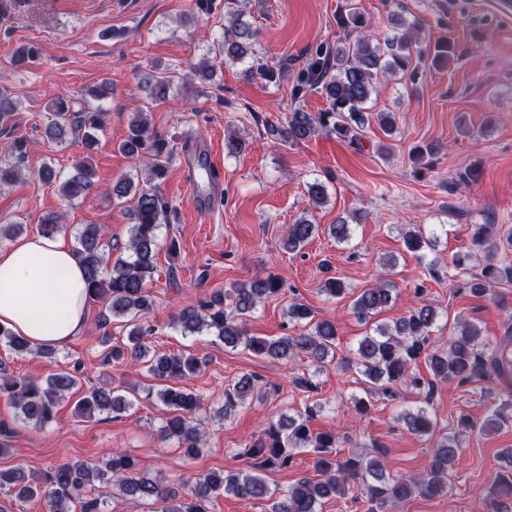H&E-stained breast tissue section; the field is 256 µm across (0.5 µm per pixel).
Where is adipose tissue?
I'll use <instances>...</instances> for the list:
<instances>
[{
    "label": "adipose tissue",
    "mask_w": 512,
    "mask_h": 512,
    "mask_svg": "<svg viewBox=\"0 0 512 512\" xmlns=\"http://www.w3.org/2000/svg\"><path fill=\"white\" fill-rule=\"evenodd\" d=\"M88 303L82 265L63 237L33 235L0 249V326L31 348L67 344Z\"/></svg>",
    "instance_id": "1"
}]
</instances>
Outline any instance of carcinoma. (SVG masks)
<instances>
[{
  "label": "carcinoma",
  "instance_id": "carcinoma-1",
  "mask_svg": "<svg viewBox=\"0 0 512 512\" xmlns=\"http://www.w3.org/2000/svg\"><path fill=\"white\" fill-rule=\"evenodd\" d=\"M244 10L234 8L227 13L224 24V59L242 61L252 59V68L268 79L275 78L274 69L254 56L255 31L243 20ZM338 24L359 37L353 46L338 45L325 52H317L307 68L305 82L325 97L329 108L313 114L300 108L289 113L286 122L265 126L270 141L295 145L320 132L336 134L351 141L358 139L359 131L369 124L366 104L378 93V75L390 73L413 79L409 72L411 55L416 41L407 34L395 35L384 42L373 43L364 34L370 22L351 6L338 15ZM174 76L157 72L147 85L148 97L155 105L168 101ZM19 100L13 90L0 83V122L9 120L18 110ZM54 119L47 126L48 137L61 141L70 133H80L91 142L94 131L102 127L99 112H72L60 100L51 107ZM120 150L148 162L153 178L161 179L172 155L169 142L154 132L147 121V112L136 107L128 124L126 138ZM15 157L11 164H0V186L13 183L27 171V150L23 139L14 144ZM38 179L59 182L58 192L72 200L90 192L95 185L91 164L81 162L75 172L62 180L60 174L48 166L38 169ZM112 195L118 199L131 198L133 224L125 250L128 255L111 259L106 253L107 231L100 224H84L75 235V251L83 264L89 297L102 302L103 327L114 321L129 328L127 343L114 346L107 353L111 360H125L130 366L144 365L160 382L147 389L145 399H154L168 411L160 427L164 441L173 440L190 458L199 456L204 446V431L197 413L202 408L200 396L187 387V382L200 372L201 363L191 353L160 354L147 345V337L155 328L141 322L140 314L151 306L147 283L156 269L158 232L161 219L166 216L168 204L150 181L142 184L131 179L117 181ZM319 225L307 219L289 225L284 247L290 252L302 249L318 233ZM329 235L338 243L351 240V225L343 218L329 225ZM408 251L425 263V269L436 272L439 257L428 258L436 251L438 237L412 227L403 236ZM512 227L497 224H476L471 234V247L452 256L453 268L465 270L477 253H482L480 275L463 284V288L477 296L495 297L494 287L512 282ZM284 288L276 275L257 278L249 285L232 290L231 309L224 308V294L216 293L199 306L185 307L178 316L182 333L195 335L202 331L224 342V346L243 347L253 355L279 363H288L301 355L318 364L338 361L345 369H354L369 383L385 392L397 385H406L424 395V403L399 414L405 427L420 437L436 438L431 462L424 474L408 477L393 476L387 472L383 454L363 457L350 454L340 460L335 456L339 437L335 433H313L308 422L322 410L315 403L305 413L288 419L280 418L269 424L262 437L243 454L252 458V470L230 473H208L187 484L181 496L150 478L144 467L121 451H113L103 468H93L82 460L69 459L49 468L39 481H31L22 467L0 470V489L15 499L40 498L48 512H100V502L89 497L88 488L94 482L112 478V488L124 496L145 501L166 503L164 512H210L208 504L221 494H232L242 499L274 497L271 512H321L323 504L332 498L351 497L352 502L365 505L364 512H388L395 505L415 496L428 498L448 494V472L460 456L463 435L477 431L481 434L498 431L512 425V315H508L503 336L496 346L488 347L481 330L471 322H462L448 337V348L430 349V335L440 316L439 307L432 301H422L408 310V314L390 322L376 323L361 336L357 345L343 357H336L338 333L336 321L313 320L305 305H288L290 322L305 323V330L296 336H282L275 340L249 334V318L265 299L278 295ZM396 291L395 283L382 278L372 287L362 289L352 302V313L369 323L388 307ZM0 340L15 351H30L28 341L8 330L0 329ZM424 358L430 377H421L412 371V365ZM80 368L62 369L49 374L40 383L35 379L18 377L0 368V397L14 408L16 417L35 427H43L56 418L60 400L82 384ZM477 382H492L505 389L504 398L494 404L484 419L476 422L467 415L458 417L457 431L435 436L430 396L438 384L458 386ZM260 400L264 392L258 380L244 375L224 389V415H229L247 398ZM132 407L126 396L113 388L92 386L75 404V414L90 420L105 412L119 414ZM311 449L317 453L316 467L322 478H301L290 485L284 494L273 496L256 470L283 467L293 458L292 451ZM490 512H512V448L500 455L497 470L489 490Z\"/></svg>",
  "mask_w": 512,
  "mask_h": 512
}]
</instances>
